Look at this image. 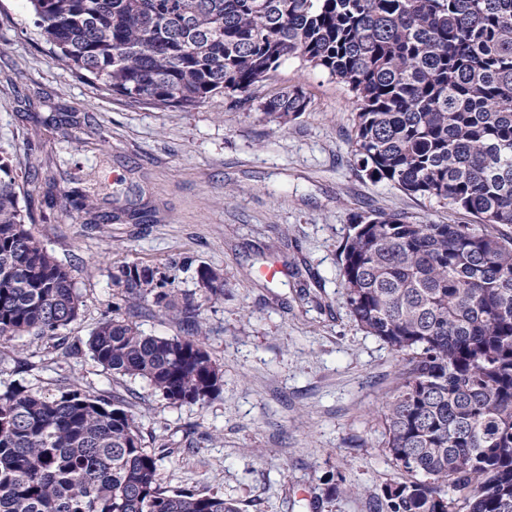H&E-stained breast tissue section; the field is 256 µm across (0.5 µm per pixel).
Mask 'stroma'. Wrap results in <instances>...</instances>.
Segmentation results:
<instances>
[{
	"instance_id": "stroma-1",
	"label": "stroma",
	"mask_w": 512,
	"mask_h": 512,
	"mask_svg": "<svg viewBox=\"0 0 512 512\" xmlns=\"http://www.w3.org/2000/svg\"><path fill=\"white\" fill-rule=\"evenodd\" d=\"M294 85L311 96L307 112L285 124L263 112ZM354 118L347 88L296 58L246 96L163 111L129 102L55 58L24 0H0V151L51 176L31 229L81 300L57 334L0 343V391L76 384L123 397L144 445L163 451L164 486L224 495L240 512H373L402 476L382 410L400 358L346 307L345 238L354 214L374 209L436 224L474 218L360 172ZM76 188L97 212L157 219L100 228L62 210V192ZM132 263L170 268L186 292L199 289L197 268L223 273V300L200 308L224 373L205 405L169 404L87 352L90 332L123 304L113 272ZM340 477L359 494L332 495Z\"/></svg>"
}]
</instances>
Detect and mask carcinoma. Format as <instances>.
<instances>
[{"label":"carcinoma","mask_w":512,"mask_h":512,"mask_svg":"<svg viewBox=\"0 0 512 512\" xmlns=\"http://www.w3.org/2000/svg\"><path fill=\"white\" fill-rule=\"evenodd\" d=\"M55 56L112 93L157 110L246 93L299 58L343 83L357 110L361 171L478 219L355 215L342 249L351 317L403 361L385 401V451L407 477L375 512H512V0H27ZM300 86L262 110L307 111ZM21 161L0 154V340L54 335L78 314L70 275L29 227ZM64 209L90 213L75 190ZM126 264L112 275L128 308L152 304L191 330L148 335L109 318L87 340L94 362L141 378L171 404H206L223 373L205 347L194 294ZM204 300L224 275L197 270ZM124 400L83 392L0 393V512H239L217 493L162 486Z\"/></svg>","instance_id":"1"}]
</instances>
